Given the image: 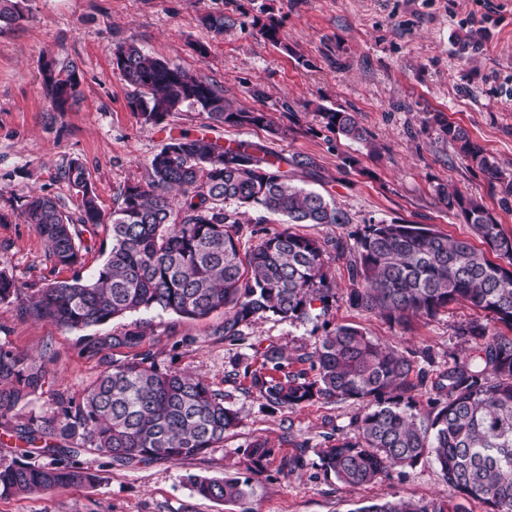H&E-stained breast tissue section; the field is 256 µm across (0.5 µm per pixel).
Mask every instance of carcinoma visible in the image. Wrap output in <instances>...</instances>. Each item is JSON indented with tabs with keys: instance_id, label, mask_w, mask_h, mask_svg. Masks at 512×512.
I'll list each match as a JSON object with an SVG mask.
<instances>
[{
	"instance_id": "obj_1",
	"label": "carcinoma",
	"mask_w": 512,
	"mask_h": 512,
	"mask_svg": "<svg viewBox=\"0 0 512 512\" xmlns=\"http://www.w3.org/2000/svg\"><path fill=\"white\" fill-rule=\"evenodd\" d=\"M24 18L20 0H0V34ZM202 23L219 36L230 20L214 13ZM114 56L120 75L138 90L130 108L146 123L159 124L186 105L217 125L280 131L269 113L233 108L220 85L145 53L133 40ZM76 69L73 62L62 66L58 80L45 83L50 100L73 86ZM321 117L326 128L348 138L367 136L353 112L325 109ZM440 128L469 167L492 180L503 178L495 157L466 128L450 122ZM297 168L314 176L320 170L309 156H284L260 142L223 146L184 133L151 158L147 180L126 185L120 205L107 215L75 160L63 173L71 187L82 186L75 211L38 195L27 202L25 218L47 242L50 260L74 269L85 261L75 225L109 226L104 263L90 277L77 273L31 294L0 269V303L71 330L138 311L202 319L222 309L224 322L214 335L236 341L244 326L270 315L303 322L317 309L327 312L336 301L326 270L333 251L347 259L357 283L347 297L350 305L390 324L404 326L466 302L512 330V236L483 203L456 189L439 190L440 200L496 260L467 239L385 220L369 221L351 244L341 238L322 243L286 228L241 254V208L259 206L288 224L350 223L333 201L295 185ZM174 189L182 194L177 210L169 197ZM457 336L484 342L472 354L452 357L431 383L423 417L413 409L426 375L406 354L352 326L336 327L300 355L315 372L312 379L286 371L284 350L267 347L251 387L281 409L320 398L364 404L355 437L319 451L324 473L342 484L367 485L431 456L456 493L446 502L399 498L356 512H466L470 499L484 502L486 512H512V337L488 336L478 319L458 327ZM152 346L153 338L138 325L120 335L86 338L83 354L100 364L96 379L78 399L59 395L47 415L33 409L45 384V359L0 345V498L94 487L108 466L180 461L223 447L239 424L238 414L224 406V394L199 375L161 369ZM120 348L133 356L113 360L112 350ZM274 452L262 440L244 449L252 473L262 471ZM186 483L198 496L222 503H242L251 494V478L236 473L189 474Z\"/></svg>"
}]
</instances>
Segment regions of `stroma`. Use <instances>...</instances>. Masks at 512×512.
I'll list each match as a JSON object with an SVG mask.
<instances>
[{
  "instance_id": "stroma-1",
  "label": "stroma",
  "mask_w": 512,
  "mask_h": 512,
  "mask_svg": "<svg viewBox=\"0 0 512 512\" xmlns=\"http://www.w3.org/2000/svg\"><path fill=\"white\" fill-rule=\"evenodd\" d=\"M27 19L0 35V268L28 291L73 272L54 266L43 238L27 224L31 196L56 198L73 210L76 193L61 171L71 161L86 169L100 208L112 212L121 189L145 181L150 159L170 138L187 132L223 142L263 141L274 151L314 157L321 180L299 169L294 181L331 197L351 221L343 226L299 224L298 234L326 240L353 239L369 220L418 224L456 238L470 229L448 212L440 188H457L482 201L512 235V0H27ZM221 12L231 25L217 36L202 16ZM272 24L276 40L261 28ZM474 37L476 50L458 43ZM136 41L146 52L201 78L217 82L235 107L274 115L286 132L216 125L187 107L160 124L145 123L130 108L135 94L113 64L115 49ZM206 54H199L198 46ZM79 68L76 99L55 111L43 82L49 59ZM261 97H254V90ZM294 116L286 118L282 104ZM355 113L369 139L358 142L327 129L320 108ZM465 127L504 173L492 181L461 161L440 122ZM357 168L343 167L344 158ZM283 218L258 208L242 213L241 251L281 231ZM336 301L327 314L290 323L274 317L244 328L229 342L213 330L216 311L189 320L161 311L134 313L110 323L70 330L51 321L21 317L0 303V345L49 360L48 382L35 400L48 413L57 393L79 395L99 372L82 353L84 336L117 334L137 322L154 339L155 362L164 369L202 375L223 393L240 422L224 445L178 462L113 466L94 487L0 499V512H355L390 498L447 499L450 490L432 459L393 469L389 476L349 488L325 476L317 454L330 441L353 436L363 411L354 400L316 399L291 410L271 407L250 387L246 370L263 363L268 345L287 347L290 371L297 357L339 325L360 328L373 340L414 353L429 378L448 367L449 354L469 353L457 328L481 318L467 303L450 305L408 327L350 306L352 286L345 260L329 258ZM265 439L276 453L253 477L245 505L217 503L194 493L189 474H249L243 450ZM307 441L306 452L297 444ZM303 454L304 465L288 461Z\"/></svg>"
}]
</instances>
